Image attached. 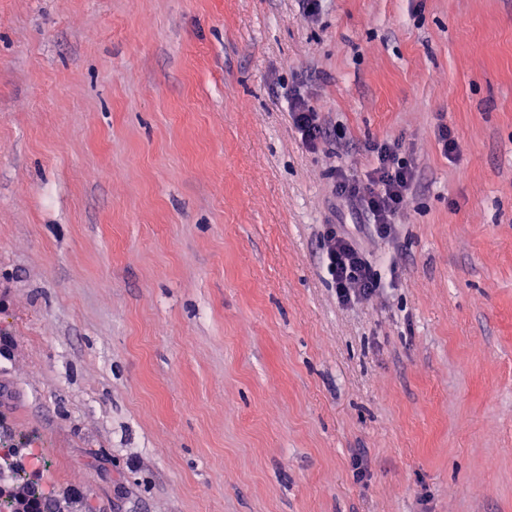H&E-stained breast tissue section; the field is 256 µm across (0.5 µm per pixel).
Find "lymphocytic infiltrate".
I'll use <instances>...</instances> for the list:
<instances>
[{"label": "lymphocytic infiltrate", "mask_w": 512, "mask_h": 512, "mask_svg": "<svg viewBox=\"0 0 512 512\" xmlns=\"http://www.w3.org/2000/svg\"><path fill=\"white\" fill-rule=\"evenodd\" d=\"M288 118L301 144L309 151L328 146L332 155H343L348 143L334 140L323 112L301 90L288 93ZM370 167L358 176L342 167L330 171V192L342 206L357 215L356 230L328 222L320 240L323 272L336 290L339 305L352 307L377 296L383 286L372 250L378 241L396 235L418 182V170L399 140L365 144Z\"/></svg>", "instance_id": "obj_1"}]
</instances>
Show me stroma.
<instances>
[{
	"mask_svg": "<svg viewBox=\"0 0 512 512\" xmlns=\"http://www.w3.org/2000/svg\"><path fill=\"white\" fill-rule=\"evenodd\" d=\"M292 87L418 167L388 298L321 275ZM0 277L56 512H512V0H0Z\"/></svg>",
	"mask_w": 512,
	"mask_h": 512,
	"instance_id": "stroma-1",
	"label": "stroma"
}]
</instances>
